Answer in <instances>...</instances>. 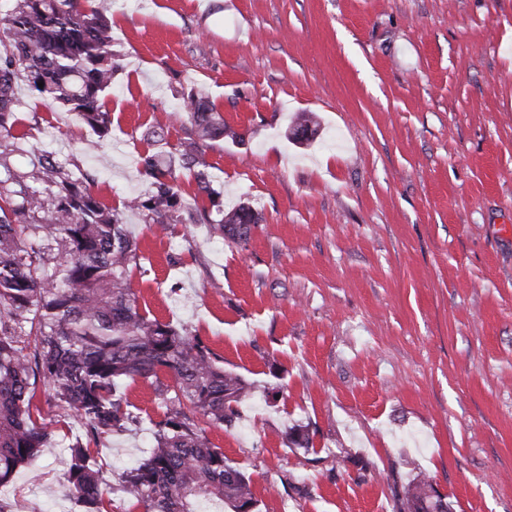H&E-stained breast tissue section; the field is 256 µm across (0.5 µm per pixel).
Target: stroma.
Instances as JSON below:
<instances>
[{
	"label": "stroma",
	"mask_w": 512,
	"mask_h": 512,
	"mask_svg": "<svg viewBox=\"0 0 512 512\" xmlns=\"http://www.w3.org/2000/svg\"><path fill=\"white\" fill-rule=\"evenodd\" d=\"M112 133L32 94L22 124L78 164L113 207L147 193L150 127L183 132L178 90L232 129L209 142L224 209L263 215L248 245L207 225L162 233L125 211L142 310L199 336L257 389L229 428L198 425L248 476L260 512H402L430 477L450 512H512V0H115ZM320 133L297 144L296 113ZM50 389L54 434L0 486L11 512H78L63 484L84 436ZM94 458L111 512L162 405ZM313 430L299 466L288 427Z\"/></svg>",
	"instance_id": "1"
}]
</instances>
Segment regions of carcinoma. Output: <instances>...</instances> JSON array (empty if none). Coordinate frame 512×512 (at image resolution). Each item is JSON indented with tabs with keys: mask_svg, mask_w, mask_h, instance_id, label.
<instances>
[{
	"mask_svg": "<svg viewBox=\"0 0 512 512\" xmlns=\"http://www.w3.org/2000/svg\"><path fill=\"white\" fill-rule=\"evenodd\" d=\"M112 0H15L0 13V486L45 447L51 423L38 421L34 385L53 389L56 405L86 432L69 445L64 481L84 512H108L92 447L139 423V408L124 400L128 379L150 383L163 396V415L152 422L147 454L121 476L131 508L144 512H259L250 479L198 427L233 422L255 384L224 369L198 337L140 311L128 272L140 266L139 243L123 212L104 203L94 180L15 132L21 106L15 84L23 80L41 98L74 114L98 148L111 130L104 99L112 88L118 55L112 48ZM43 86H38V83ZM185 137L172 150L140 158L151 180L148 196L125 201L160 230L171 224H206L213 237L245 245L262 221L247 203L226 212L211 186L208 142L224 138V117L201 90L180 94ZM312 112H299L289 138L318 133ZM26 158L17 165L16 159ZM193 176L199 196L190 199L177 171ZM171 375L173 386L160 380ZM289 444L314 449L308 428L292 427ZM407 512H449L448 501L426 475L403 486Z\"/></svg>",
	"mask_w": 512,
	"mask_h": 512,
	"instance_id": "carcinoma-1",
	"label": "carcinoma"
}]
</instances>
